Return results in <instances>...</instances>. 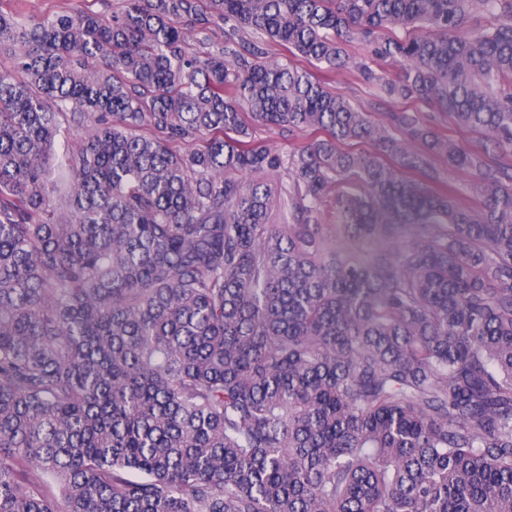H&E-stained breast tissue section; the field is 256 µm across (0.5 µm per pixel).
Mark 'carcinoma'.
I'll use <instances>...</instances> for the list:
<instances>
[{
    "label": "carcinoma",
    "mask_w": 512,
    "mask_h": 512,
    "mask_svg": "<svg viewBox=\"0 0 512 512\" xmlns=\"http://www.w3.org/2000/svg\"><path fill=\"white\" fill-rule=\"evenodd\" d=\"M2 46L0 512H512V0H6ZM22 9L30 15H48L60 10L63 3L68 6H75L84 11L97 13L102 16L111 17L119 13L125 4V0H21ZM227 29V25L224 22H217L214 25H211L209 31L207 32V40L204 43L197 41H190L188 47V51L191 53H199L203 55L204 52L209 50H213L216 47H219L224 44V31ZM303 64L322 77L332 92L343 95L356 109L367 112L376 121H381L386 112L410 109L420 112L426 123L436 126L442 134L470 151L483 152L487 145V140L482 134L457 125L448 115L438 117L437 112L427 104L386 96L375 85L365 83L354 69L326 71L324 66L316 68L306 62ZM244 112L245 121L249 125V128L253 130L255 139L268 145L272 149L285 154L292 151L295 146L299 145L303 141V137L288 139V137L279 135L277 131L268 130L265 127L259 126L252 121L247 109H244ZM430 160L438 177L457 189V198L465 201L471 208H478V202L466 192V186L472 179L471 176L449 167L448 160L442 156H433Z\"/></svg>",
    "instance_id": "1"
}]
</instances>
